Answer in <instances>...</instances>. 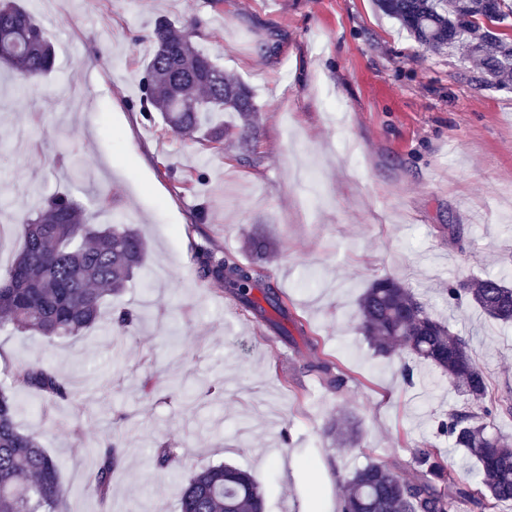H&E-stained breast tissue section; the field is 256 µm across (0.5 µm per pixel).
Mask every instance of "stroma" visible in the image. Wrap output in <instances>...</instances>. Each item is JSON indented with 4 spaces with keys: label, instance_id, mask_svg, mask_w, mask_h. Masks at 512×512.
I'll return each mask as SVG.
<instances>
[{
    "label": "stroma",
    "instance_id": "stroma-1",
    "mask_svg": "<svg viewBox=\"0 0 512 512\" xmlns=\"http://www.w3.org/2000/svg\"><path fill=\"white\" fill-rule=\"evenodd\" d=\"M21 4L56 59L25 90L0 71V268L21 242L15 216L83 188L90 223L109 222L93 200L107 194L149 244L147 279L120 298L143 314L131 334L48 343L0 331V384L37 362L75 382L67 400L15 391L19 427L59 463L64 512H178L188 478L222 463L252 472L266 512H340L355 469L388 460L410 475L423 446L479 491L476 465L437 430L462 397L434 366L375 353L357 304L373 279H402L468 340L492 394L512 399V326L447 295L456 279H512V82L425 50L373 0ZM160 19L191 24L193 42L250 86L260 163L241 162L235 139L208 149L145 117ZM255 234L272 244L265 273L305 338L345 375L340 390L306 370L305 338H280L198 277L197 244L246 262ZM339 414L359 421V446L326 436ZM113 438L126 451L101 498L88 485ZM161 438L179 450L171 474L153 461Z\"/></svg>",
    "mask_w": 512,
    "mask_h": 512
}]
</instances>
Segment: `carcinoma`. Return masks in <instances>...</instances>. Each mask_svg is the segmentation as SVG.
<instances>
[{
    "instance_id": "carcinoma-1",
    "label": "carcinoma",
    "mask_w": 512,
    "mask_h": 512,
    "mask_svg": "<svg viewBox=\"0 0 512 512\" xmlns=\"http://www.w3.org/2000/svg\"><path fill=\"white\" fill-rule=\"evenodd\" d=\"M378 9L396 20L423 48L439 52L455 49L471 60L490 81L505 84L512 78V37L496 34L480 20L498 25L512 20V0H376ZM153 51L145 64L144 110L155 109L175 133L202 142L223 140L228 128L214 122L223 112L236 114L237 144L253 158L257 129L251 89L224 74V68L191 40L188 31L167 20L155 23ZM0 63L20 76L48 73L54 52L41 25L15 0H0ZM24 238L11 267L0 274V329L32 332L48 341L76 337L100 326L102 309L119 297L135 275L145 270L148 247L143 236L119 217L109 224H88L80 199L57 195L35 214L22 218ZM195 259L199 276L217 282L242 309L263 315L252 296L290 319L288 304L267 281L262 269L198 244ZM448 297L466 300L489 318L512 323V284L502 275L462 279L448 286ZM358 328L374 349L385 356L406 352L448 377V384L466 400L483 401L487 379L473 362L468 341L446 322L433 317L402 281L374 280L358 301ZM142 320L140 311L118 304L111 308L109 326L122 336ZM311 357L305 368L320 375L330 389L343 378L308 339ZM14 383L50 399L73 396V383L52 368L35 363L14 373ZM507 403L477 415L466 405L448 413L440 425L455 447L465 451L482 475L485 495L496 502L512 501V437L489 428L487 420ZM19 404L0 388V512H59L67 490L55 460L38 438L23 432L16 421ZM328 434L343 445L357 437L350 419L338 417ZM415 467L408 477L390 463L372 461L356 470L343 485L341 512H454L461 499L475 497L467 485L448 480L447 466L434 448L414 452ZM155 464L173 469L178 449L165 441L154 448ZM122 459L115 440L102 450V461L90 489L105 494L112 472ZM264 491L253 475L230 465L196 472L185 486L179 512H264Z\"/></svg>"
}]
</instances>
